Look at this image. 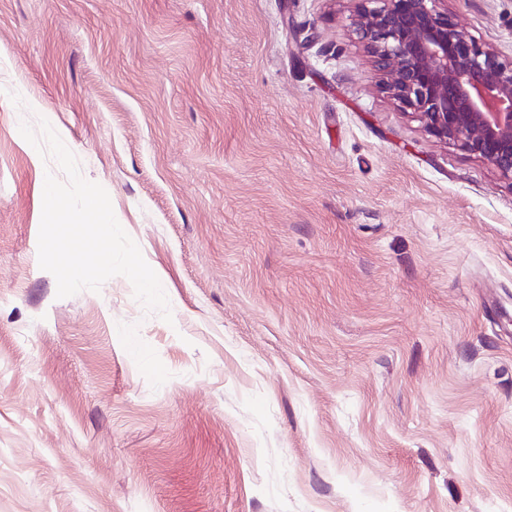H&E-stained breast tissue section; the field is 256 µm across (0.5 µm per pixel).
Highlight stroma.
<instances>
[{
  "label": "stroma",
  "instance_id": "stroma-1",
  "mask_svg": "<svg viewBox=\"0 0 512 512\" xmlns=\"http://www.w3.org/2000/svg\"><path fill=\"white\" fill-rule=\"evenodd\" d=\"M378 80L349 0H0V512H512V183ZM41 119L172 322L58 297Z\"/></svg>",
  "mask_w": 512,
  "mask_h": 512
}]
</instances>
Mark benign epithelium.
<instances>
[{
  "label": "benign epithelium",
  "mask_w": 512,
  "mask_h": 512,
  "mask_svg": "<svg viewBox=\"0 0 512 512\" xmlns=\"http://www.w3.org/2000/svg\"><path fill=\"white\" fill-rule=\"evenodd\" d=\"M379 88L442 143L512 182V57L478 42L448 0H352Z\"/></svg>",
  "instance_id": "obj_1"
}]
</instances>
